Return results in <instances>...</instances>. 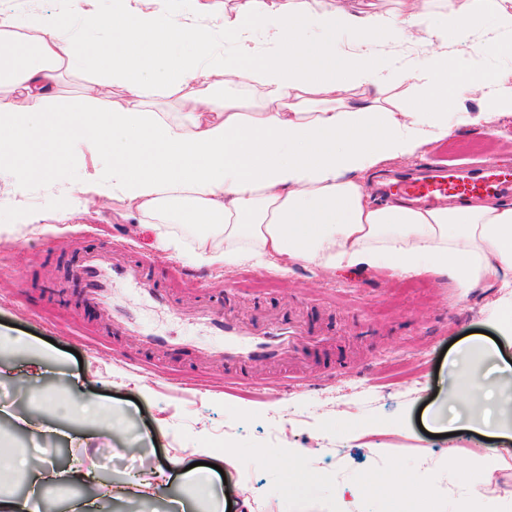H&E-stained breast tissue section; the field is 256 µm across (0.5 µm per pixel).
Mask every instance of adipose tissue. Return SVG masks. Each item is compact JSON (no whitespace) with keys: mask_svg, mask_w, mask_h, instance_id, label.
<instances>
[{"mask_svg":"<svg viewBox=\"0 0 512 512\" xmlns=\"http://www.w3.org/2000/svg\"><path fill=\"white\" fill-rule=\"evenodd\" d=\"M60 14L0 10V161L32 156L25 176L50 178L74 142L111 149L108 183L84 186L142 215L211 224L224 246L200 242L199 264L243 261L287 271L373 269L448 277L464 292L495 287L512 271V201L414 209L372 203L361 174L448 135L449 106L482 94L462 125L512 112L508 74L488 56L512 59V0H412L388 12L333 0H64ZM78 29H71L69 19ZM493 22L498 36L478 45ZM455 45L452 62L400 74L415 96L395 92L373 45L382 36ZM91 73L124 91L95 106L91 94L59 106L63 76ZM171 98L181 112L164 111ZM496 345L462 341L434 419L438 427L512 437V384ZM27 482L0 495V512H32L47 488L86 480L40 458H0Z\"/></svg>","mask_w":512,"mask_h":512,"instance_id":"adipose-tissue-1","label":"adipose tissue"}]
</instances>
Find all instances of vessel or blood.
Listing matches in <instances>:
<instances>
[{"label":"vessel or blood","mask_w":512,"mask_h":512,"mask_svg":"<svg viewBox=\"0 0 512 512\" xmlns=\"http://www.w3.org/2000/svg\"><path fill=\"white\" fill-rule=\"evenodd\" d=\"M453 188V175L430 171L404 179L396 186L397 191L429 208L438 206ZM511 194L512 169L493 166L477 169L461 192L462 197L468 199L480 195ZM77 270L84 283L83 298L86 304L106 315L113 335L133 338L153 354L176 347L177 342L171 337L142 332L120 314L112 302L113 285L120 280L134 286L160 309L172 313L177 310L169 289L157 286L149 264L135 258L128 246L115 245L106 256L85 254ZM193 317L223 335L222 346L202 349L201 354L224 364L228 369L239 365L272 366L287 357L304 360L317 353L311 343L313 326L299 313L289 309L270 318L244 320L230 310L217 316L210 308L203 307L196 310Z\"/></svg>","instance_id":"b4317fda"}]
</instances>
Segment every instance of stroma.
I'll list each match as a JSON object with an SVG mask.
<instances>
[{
  "label": "stroma",
  "instance_id": "1",
  "mask_svg": "<svg viewBox=\"0 0 512 512\" xmlns=\"http://www.w3.org/2000/svg\"><path fill=\"white\" fill-rule=\"evenodd\" d=\"M74 158L52 181H26L13 166V192L0 194V405L27 411L29 390L49 388L88 404L87 419L69 420L71 440L20 430L0 416V441L18 451L66 458L91 471L88 482L50 490L41 512H68L79 497L97 512H170L173 497L199 495L183 483L187 466L218 465L225 492L212 512H403L385 490L395 475L428 486L415 512H512V440H485L473 432L432 437L425 430L455 346L469 331L489 332L499 289L463 294L450 279L431 273L397 275L389 264L369 271L326 272L297 263L290 271L245 263L208 267L196 261L203 224H170L182 242L164 248L156 225L125 203L101 196L87 201L82 184L105 180L109 155L77 144ZM466 170L482 163L512 165V112L484 126L454 127L420 155L373 173V201H392L389 186L418 174L420 161ZM70 196L67 217L50 219L56 202ZM35 216L32 224L22 215ZM131 244L151 262L160 285L174 289L177 306L206 304L249 318L294 308L313 321L330 343L344 349L347 367L328 362L298 367L287 361L267 369V385H229L224 368L192 354L151 356L113 335L83 302L75 276L79 257ZM117 292L158 334L212 346L218 337L186 319L138 305L125 285ZM20 337L31 352L11 348ZM302 373L303 383L287 377ZM122 412L126 435L117 438L101 414ZM499 451L492 470L479 464ZM313 478L309 493L287 497L280 487L291 471ZM130 479L126 500L112 498L114 480ZM372 481L376 493L338 498V488Z\"/></svg>",
  "mask_w": 512,
  "mask_h": 512
}]
</instances>
